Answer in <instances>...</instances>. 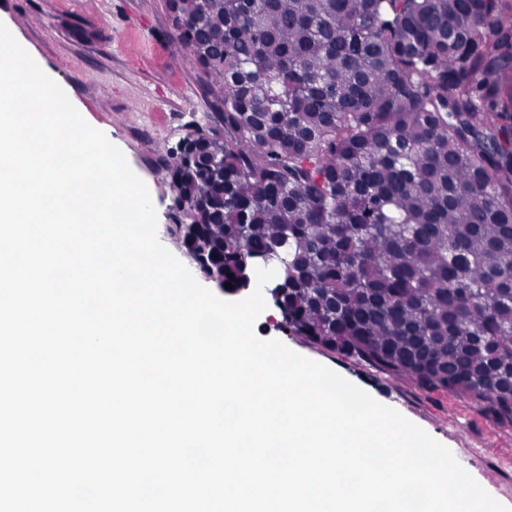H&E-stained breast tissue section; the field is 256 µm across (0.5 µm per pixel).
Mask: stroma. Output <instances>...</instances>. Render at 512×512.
I'll return each instance as SVG.
<instances>
[{
    "label": "stroma",
    "mask_w": 512,
    "mask_h": 512,
    "mask_svg": "<svg viewBox=\"0 0 512 512\" xmlns=\"http://www.w3.org/2000/svg\"><path fill=\"white\" fill-rule=\"evenodd\" d=\"M0 20L75 107L125 155L145 183L157 212L159 240L184 258L167 232L172 192L160 157L192 129L213 128L221 106L199 68L172 34L166 0H0ZM267 306L254 324L262 339H277L399 412L450 450L474 479L512 508V425L470 399L424 390L276 329Z\"/></svg>",
    "instance_id": "35a3bbf8"
}]
</instances>
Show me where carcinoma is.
Masks as SVG:
<instances>
[{
	"label": "carcinoma",
	"mask_w": 512,
	"mask_h": 512,
	"mask_svg": "<svg viewBox=\"0 0 512 512\" xmlns=\"http://www.w3.org/2000/svg\"><path fill=\"white\" fill-rule=\"evenodd\" d=\"M223 111L170 235L295 336L512 424V0H173Z\"/></svg>",
	"instance_id": "carcinoma-1"
}]
</instances>
